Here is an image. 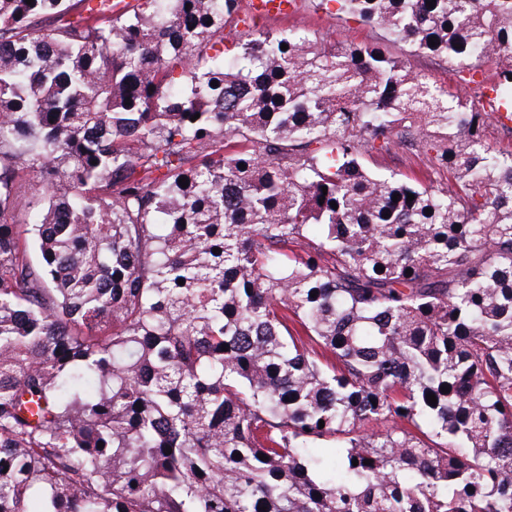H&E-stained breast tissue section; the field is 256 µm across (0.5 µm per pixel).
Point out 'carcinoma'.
Wrapping results in <instances>:
<instances>
[{
  "label": "carcinoma",
  "instance_id": "1",
  "mask_svg": "<svg viewBox=\"0 0 512 512\" xmlns=\"http://www.w3.org/2000/svg\"><path fill=\"white\" fill-rule=\"evenodd\" d=\"M336 2L512 100V0ZM114 8L0 0V512H512L486 85L306 31L224 50L239 0ZM394 148L448 184L364 167Z\"/></svg>",
  "mask_w": 512,
  "mask_h": 512
}]
</instances>
